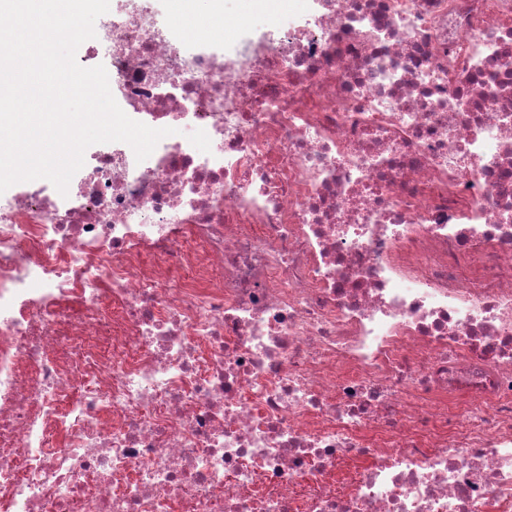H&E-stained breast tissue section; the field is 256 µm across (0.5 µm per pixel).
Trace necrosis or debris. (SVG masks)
I'll use <instances>...</instances> for the list:
<instances>
[{
	"mask_svg": "<svg viewBox=\"0 0 512 512\" xmlns=\"http://www.w3.org/2000/svg\"><path fill=\"white\" fill-rule=\"evenodd\" d=\"M153 0L76 193L0 196V512H512V0ZM224 30L218 38L224 51L232 50L245 39L270 30L288 21H300L308 12L310 0H292L287 9L275 14L254 8L249 0H223Z\"/></svg>",
	"mask_w": 512,
	"mask_h": 512,
	"instance_id": "1",
	"label": "necrosis or debris"
}]
</instances>
